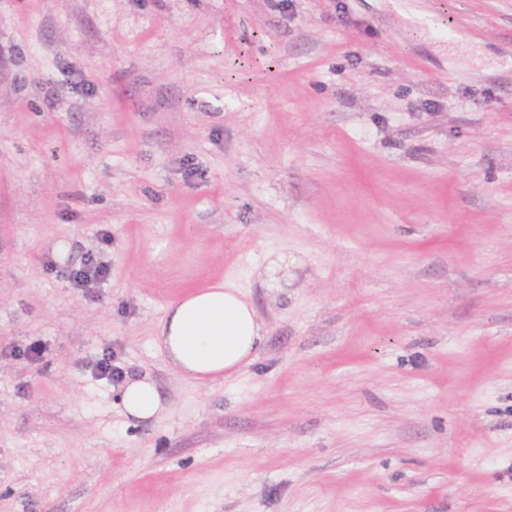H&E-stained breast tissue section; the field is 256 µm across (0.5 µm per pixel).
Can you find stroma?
<instances>
[{"label": "stroma", "instance_id": "35a3bbf8", "mask_svg": "<svg viewBox=\"0 0 512 512\" xmlns=\"http://www.w3.org/2000/svg\"><path fill=\"white\" fill-rule=\"evenodd\" d=\"M0 512H512V0H0ZM110 268L107 262L100 260L96 255H88L78 268L70 270L69 278L75 287L86 288L91 291L95 285L107 279ZM264 328L238 288L218 282L170 302L154 343L185 378L231 377L250 364ZM121 399L125 414L138 420L156 418L165 409L159 390L146 376L127 379Z\"/></svg>", "mask_w": 512, "mask_h": 512}]
</instances>
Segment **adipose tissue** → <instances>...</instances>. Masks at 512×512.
Wrapping results in <instances>:
<instances>
[{"mask_svg": "<svg viewBox=\"0 0 512 512\" xmlns=\"http://www.w3.org/2000/svg\"><path fill=\"white\" fill-rule=\"evenodd\" d=\"M264 328L253 304L236 288L218 282L170 302L158 323L154 343L185 378L230 377L250 364ZM127 416L149 420L165 405L148 377L127 379L122 392Z\"/></svg>", "mask_w": 512, "mask_h": 512, "instance_id": "adipose-tissue-1", "label": "adipose tissue"}]
</instances>
